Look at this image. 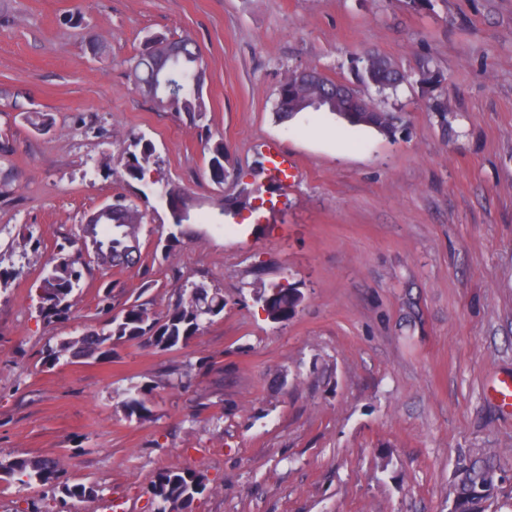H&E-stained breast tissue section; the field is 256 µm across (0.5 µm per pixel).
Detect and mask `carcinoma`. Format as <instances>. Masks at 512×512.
Wrapping results in <instances>:
<instances>
[{
	"label": "carcinoma",
	"instance_id": "carcinoma-1",
	"mask_svg": "<svg viewBox=\"0 0 512 512\" xmlns=\"http://www.w3.org/2000/svg\"><path fill=\"white\" fill-rule=\"evenodd\" d=\"M198 47L189 36L177 39L165 35L157 36L152 51H142L132 59V71L143 90L163 109H169L195 121L207 112L203 93L194 89L192 72L195 69ZM358 81L365 87H374L379 92L394 91L399 86L400 69L389 59L374 55L372 58L358 57L353 60ZM331 80L322 77L299 83L290 77L281 85L278 96L288 97V108L276 109L281 119H291L298 113L313 108H325L348 125L373 128L386 136L394 137L399 130L398 119L390 112L377 109L370 100L354 93L351 97L329 96L322 100L326 85ZM207 168L211 180L224 183V143L217 141L208 147ZM126 174L143 181L155 164V147L144 137L130 140L126 151ZM252 190L243 187L235 199L222 208L221 216L252 207ZM144 215L123 196L112 202V210H97L90 214L88 224H110L112 234L98 243V253L109 255L118 263L130 240L136 236ZM82 272L75 261L59 256L51 261V269L44 279L52 280L54 294L40 301V312L47 320L65 317L73 307L75 280ZM303 300L298 288L291 284H273L261 294L259 302L267 317L274 323L290 320ZM224 312V294L211 290L203 284H194L179 289V295L164 315L153 314L145 303H133L112 317L107 331L90 330L80 336L59 340L47 350V359L56 355L71 354L75 357L105 358L112 353V337L122 336L132 341L139 336H156L164 349L171 350L186 345L200 335L207 323L206 313L216 318ZM148 389H135L128 394L124 407L128 415L142 418L149 413ZM503 470L500 458L492 448L466 457L459 463L448 495L450 512H501L505 506L512 509V501H501L503 486L498 483L497 472ZM0 479H9L20 486L33 483L53 485L72 498L93 495V488L83 484L71 485L65 480L58 463L52 459H27L14 457L0 459ZM204 476L192 469H167L157 473L150 484V493L155 512H168L177 505L188 512L197 496L204 493Z\"/></svg>",
	"mask_w": 512,
	"mask_h": 512
}]
</instances>
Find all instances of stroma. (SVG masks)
I'll return each instance as SVG.
<instances>
[{"instance_id":"35a3bbf8","label":"stroma","mask_w":512,"mask_h":512,"mask_svg":"<svg viewBox=\"0 0 512 512\" xmlns=\"http://www.w3.org/2000/svg\"><path fill=\"white\" fill-rule=\"evenodd\" d=\"M152 32L197 41L201 120L136 87ZM369 52L409 76L365 92L397 138L323 110L278 119L292 72L352 85ZM135 136L187 195L170 251L168 209L125 173ZM219 139L261 202L243 220L219 216ZM118 195L145 215L125 269L82 232ZM61 251L81 290L51 322L38 285ZM0 269V457L54 458L94 490L0 481V512H154L151 480L179 468L208 485L193 512H448L460 454L512 468V409L487 392L512 376V0H0ZM200 281L226 306L186 347L46 364L57 340L136 301L164 314ZM275 283L304 295L285 324L254 300ZM145 386L150 415L127 416ZM207 150L209 153L207 163L209 176L213 182L223 184L224 179L228 178V171L224 166V143L223 141H217L209 146Z\"/></svg>"}]
</instances>
